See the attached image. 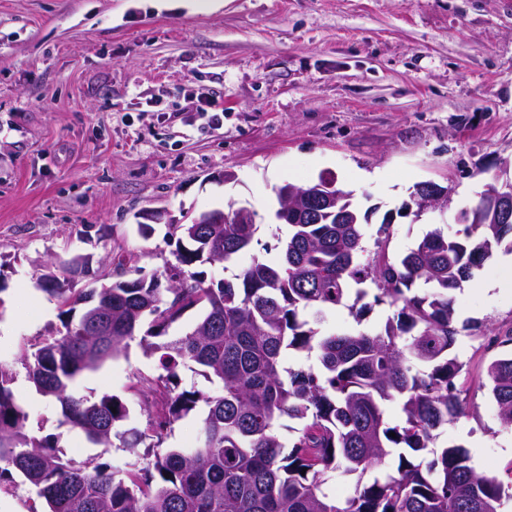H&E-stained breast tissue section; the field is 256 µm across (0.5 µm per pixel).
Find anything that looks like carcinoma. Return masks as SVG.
Here are the masks:
<instances>
[{
	"mask_svg": "<svg viewBox=\"0 0 512 512\" xmlns=\"http://www.w3.org/2000/svg\"><path fill=\"white\" fill-rule=\"evenodd\" d=\"M482 197L460 210V229L427 232L398 260L387 241L368 250L350 195L319 224H291L280 256L253 257L233 279L217 284L188 272L199 262L232 261L249 250L256 224H169L173 260L146 279L116 263L113 281L75 288L89 276V258L48 267L41 291L57 302L61 328L26 350L20 363L44 397L58 402L61 424L86 441L150 458L145 468L77 465L47 438L26 429L17 403V371L0 363V483L20 472L49 512H504L509 488L494 474L467 464L457 446L439 443L441 429L465 414L455 379L464 364L451 355L459 330L456 295L496 250L512 252V223L477 218ZM393 309L375 332L326 335V311L347 309L361 320L364 300ZM80 315H75L76 308ZM196 307L203 314L188 331L169 328ZM157 358L147 380L161 397L145 430L123 429L124 406L111 395L74 391L77 379L118 357L131 341ZM286 349L316 353L319 367L282 365ZM187 368L218 386L214 393L178 389ZM501 426L512 428V355L486 368ZM396 403L393 425L385 404ZM203 405L192 448L151 442ZM305 421L281 456L276 430L284 417ZM395 448L431 456L414 462ZM334 472L356 478L343 501L324 485Z\"/></svg>",
	"mask_w": 512,
	"mask_h": 512,
	"instance_id": "carcinoma-1",
	"label": "carcinoma"
}]
</instances>
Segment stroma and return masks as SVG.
<instances>
[{
  "mask_svg": "<svg viewBox=\"0 0 512 512\" xmlns=\"http://www.w3.org/2000/svg\"><path fill=\"white\" fill-rule=\"evenodd\" d=\"M202 92L223 106L220 128L197 112ZM323 173L351 194L366 244L390 223L395 255L434 228L455 233L487 184L512 181V0H0V362L60 325L41 262L87 255L105 274L120 256L159 275L167 228L143 236V216L232 202L260 231L253 254L200 267L227 279L278 254L277 188ZM422 182L447 188L446 206L418 211ZM503 275L485 264L457 296L472 412L444 436L512 483V430L474 335L512 326V288L485 290ZM158 373L133 345L75 389L116 396L142 427L140 383ZM16 396L28 431L65 458L132 464L59 427V404L27 379Z\"/></svg>",
  "mask_w": 512,
  "mask_h": 512,
  "instance_id": "stroma-1",
  "label": "stroma"
}]
</instances>
